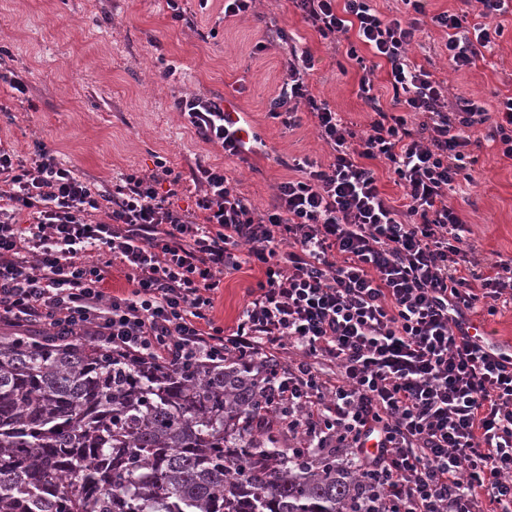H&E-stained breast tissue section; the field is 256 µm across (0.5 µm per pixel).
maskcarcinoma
Masks as SVG:
<instances>
[{"mask_svg":"<svg viewBox=\"0 0 512 512\" xmlns=\"http://www.w3.org/2000/svg\"><path fill=\"white\" fill-rule=\"evenodd\" d=\"M265 368L0 336V512H350L354 475L267 424Z\"/></svg>","mask_w":512,"mask_h":512,"instance_id":"cac0c4a2","label":"carcinoma"}]
</instances>
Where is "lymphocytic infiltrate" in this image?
Wrapping results in <instances>:
<instances>
[{"instance_id": "lymphocytic-infiltrate-1", "label": "lymphocytic infiltrate", "mask_w": 512, "mask_h": 512, "mask_svg": "<svg viewBox=\"0 0 512 512\" xmlns=\"http://www.w3.org/2000/svg\"><path fill=\"white\" fill-rule=\"evenodd\" d=\"M292 2L322 37L356 34L385 63L390 109L363 77L374 117L354 132L312 94L308 50L289 45L270 113L292 127L306 106L329 161H295L262 213L201 160L194 206L180 209L182 176L166 161L102 190L44 143L25 160L0 141V325L53 326L158 363H273L271 415L357 470L358 512H512V362L465 331L477 307L492 315L512 304V258L482 270L448 201L471 128L494 121L492 139L512 160V95L488 105L452 94L410 59L423 0H403L411 18L382 16L373 0ZM477 2L480 23L464 11L432 18L457 72L512 10V0ZM174 106L225 155L245 151L217 101L184 92ZM372 160L387 165L401 202L381 191ZM115 265L128 283L119 294L104 288ZM245 265L263 277L227 331L211 311L225 273Z\"/></svg>"}]
</instances>
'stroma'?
Here are the masks:
<instances>
[{"label": "stroma", "mask_w": 512, "mask_h": 512, "mask_svg": "<svg viewBox=\"0 0 512 512\" xmlns=\"http://www.w3.org/2000/svg\"><path fill=\"white\" fill-rule=\"evenodd\" d=\"M185 18L173 20L164 0H0V138L21 157L43 142L87 181L111 188L121 174L152 173L166 160L182 174L175 206H193L197 190L191 170L197 160L223 166L257 209H267L275 187L292 176L296 158L326 162L327 148L314 121L299 109V126L272 118L270 100L286 69L288 42L307 47L314 68L313 94L327 101L354 131L373 112L359 95L364 74L347 54L348 41L334 42L312 28L291 0H264L258 15L224 19V0H185ZM491 50L466 72L450 67L442 29L426 24L414 59L452 92L492 103L512 92V16ZM264 51H256V43ZM174 76H166L167 67ZM28 87L17 99L7 79ZM228 99L244 112L263 142L244 158L225 156L186 128L173 107L183 92ZM491 125L475 128L466 174L451 204L469 221L479 257H512V161L502 158ZM259 268L242 266L225 275L212 315L233 327L261 279Z\"/></svg>", "instance_id": "35a3bbf8"}]
</instances>
